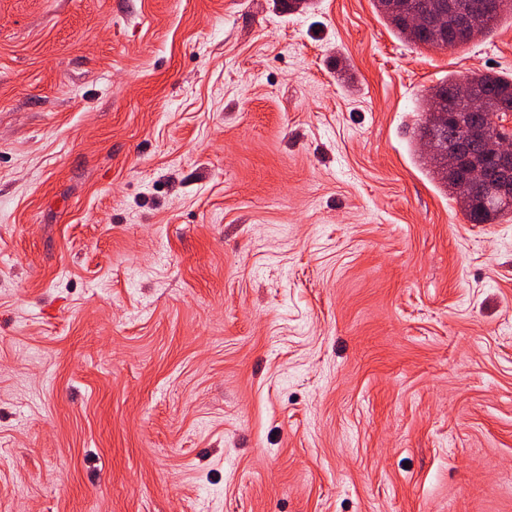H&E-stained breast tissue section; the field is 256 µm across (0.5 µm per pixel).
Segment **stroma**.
Masks as SVG:
<instances>
[{
	"label": "stroma",
	"mask_w": 512,
	"mask_h": 512,
	"mask_svg": "<svg viewBox=\"0 0 512 512\" xmlns=\"http://www.w3.org/2000/svg\"><path fill=\"white\" fill-rule=\"evenodd\" d=\"M512 74L374 0H0V512H512V217L413 135ZM452 1L454 0H420L417 4L419 10L436 9L446 17L448 30L442 32L440 36H437L429 29H414L410 25L407 16L401 12L387 8L385 6V2L387 1L385 0H376L374 6L377 14L390 25L399 37H403L408 42L417 46L448 48L469 41L459 38L457 31L451 26L452 17L455 14ZM439 40H441L442 44L439 43Z\"/></svg>",
	"instance_id": "obj_1"
}]
</instances>
